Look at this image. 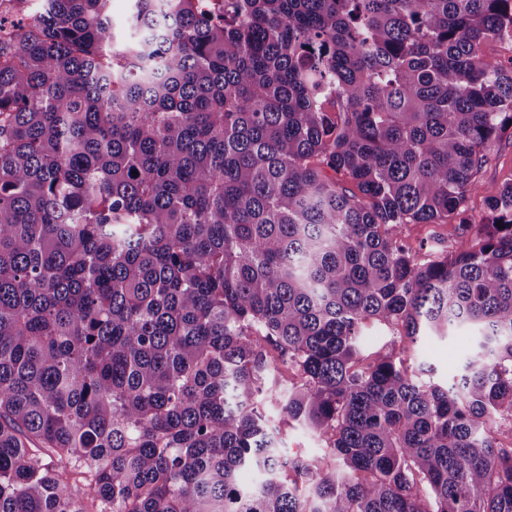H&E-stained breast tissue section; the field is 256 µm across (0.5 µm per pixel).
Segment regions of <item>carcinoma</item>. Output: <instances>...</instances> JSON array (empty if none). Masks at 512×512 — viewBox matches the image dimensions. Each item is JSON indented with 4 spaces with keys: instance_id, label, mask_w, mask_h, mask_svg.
I'll return each mask as SVG.
<instances>
[{
    "instance_id": "obj_1",
    "label": "carcinoma",
    "mask_w": 512,
    "mask_h": 512,
    "mask_svg": "<svg viewBox=\"0 0 512 512\" xmlns=\"http://www.w3.org/2000/svg\"><path fill=\"white\" fill-rule=\"evenodd\" d=\"M41 2L0 18V512H83L75 466L98 512H512V180L466 207L512 0ZM368 320L476 345L426 385ZM454 222L448 224H404L397 230L400 238L418 249L423 245L425 250L444 248L445 250L464 251L469 239L456 233ZM393 336H400L396 328L388 327L378 322H367L360 329L361 358L366 364L376 352H387L384 346L389 343ZM268 424L276 428L279 447L284 448L287 456H301L312 459L322 453L324 443L309 429L292 422L288 424L279 410L270 403L263 405ZM64 478L74 491L78 503L86 512H96L97 503L89 491L88 485L91 481L89 474L81 473V470L68 469Z\"/></svg>"
}]
</instances>
